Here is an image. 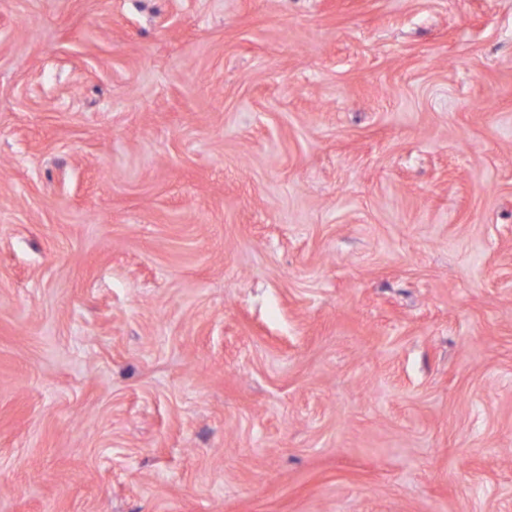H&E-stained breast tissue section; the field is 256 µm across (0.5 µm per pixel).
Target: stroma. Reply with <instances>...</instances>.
I'll return each mask as SVG.
<instances>
[{"instance_id":"35a3bbf8","label":"stroma","mask_w":512,"mask_h":512,"mask_svg":"<svg viewBox=\"0 0 512 512\" xmlns=\"http://www.w3.org/2000/svg\"><path fill=\"white\" fill-rule=\"evenodd\" d=\"M0 512H512V0H0Z\"/></svg>"}]
</instances>
